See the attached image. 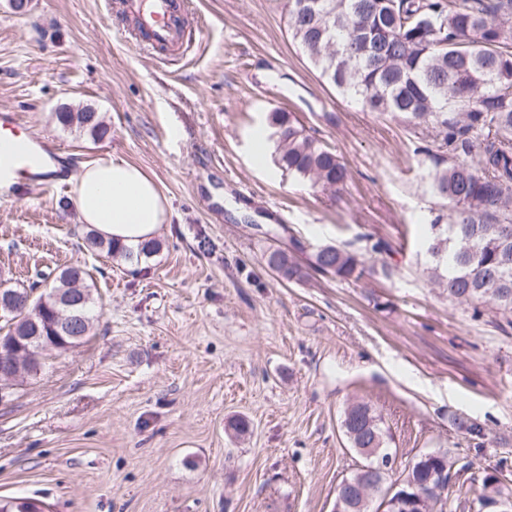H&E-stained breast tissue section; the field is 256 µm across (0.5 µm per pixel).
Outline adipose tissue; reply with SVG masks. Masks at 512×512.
Masks as SVG:
<instances>
[{
    "label": "adipose tissue",
    "instance_id": "adipose-tissue-1",
    "mask_svg": "<svg viewBox=\"0 0 512 512\" xmlns=\"http://www.w3.org/2000/svg\"><path fill=\"white\" fill-rule=\"evenodd\" d=\"M75 192L81 224L124 249L153 240L168 220L167 201L157 183L124 160L84 164Z\"/></svg>",
    "mask_w": 512,
    "mask_h": 512
}]
</instances>
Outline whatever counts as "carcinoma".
Wrapping results in <instances>:
<instances>
[{
    "label": "carcinoma",
    "mask_w": 512,
    "mask_h": 512,
    "mask_svg": "<svg viewBox=\"0 0 512 512\" xmlns=\"http://www.w3.org/2000/svg\"><path fill=\"white\" fill-rule=\"evenodd\" d=\"M288 32L320 76L368 112L406 119L414 133L439 144L420 162L432 195L448 212L430 224L426 253L429 281L457 304L484 305L512 326V0H288ZM64 127L94 139L108 133L96 112H57ZM275 139L274 162L283 172L322 191L338 193L348 170L336 152L306 133L289 112L268 116ZM377 241L364 250L323 245L310 267L340 280L358 281L365 274L394 276L396 267L367 255L384 254ZM267 265L287 281L302 280L304 269L280 248ZM89 273L76 264L60 271L42 296L39 313L7 310L0 318L4 336L25 332L38 337L44 352L80 344L93 325ZM77 293V312L84 320L56 325V298ZM463 436L485 444L487 428L471 418L451 417ZM343 433L351 448H375L391 454L381 416L367 401L344 411ZM454 465L448 453L396 479L379 477L378 495L394 485L405 497L392 512H417L413 500L430 494L429 472ZM37 497L0 498V512H44Z\"/></svg>",
    "instance_id": "obj_1"
}]
</instances>
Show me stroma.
Here are the masks:
<instances>
[{"label":"stroma","instance_id":"35a3bbf8","mask_svg":"<svg viewBox=\"0 0 512 512\" xmlns=\"http://www.w3.org/2000/svg\"><path fill=\"white\" fill-rule=\"evenodd\" d=\"M199 47L165 63L124 42L119 0H0V109L66 149L65 177L0 203V288L79 264L93 273L87 340L52 352L0 404V497L50 512H332L359 462L341 429L369 401L394 474L432 449L471 462L449 512H471L485 475L512 489V328L448 301L423 275L440 206L421 181L408 122L364 111L292 41L286 0H187ZM93 108L94 141L55 114ZM292 113L349 179L313 188L258 157L268 112ZM123 159L151 175L170 218L138 260L91 249L79 224L81 164ZM277 211L288 234L257 232ZM388 244L398 269L287 281L266 263L322 245ZM478 419L483 447L450 419ZM246 421V434L235 425Z\"/></svg>","mask_w":512,"mask_h":512}]
</instances>
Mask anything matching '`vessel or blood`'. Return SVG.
I'll return each mask as SVG.
<instances>
[{
  "label": "vessel or blood",
  "mask_w": 512,
  "mask_h": 512,
  "mask_svg": "<svg viewBox=\"0 0 512 512\" xmlns=\"http://www.w3.org/2000/svg\"><path fill=\"white\" fill-rule=\"evenodd\" d=\"M123 10L135 16L139 32L126 31L122 37L130 43L147 36L150 46H190L199 38L201 26L189 19L185 8L175 0H121ZM60 155L40 145L24 131L15 113H0V182L11 186L44 185L56 181L53 167Z\"/></svg>",
  "instance_id": "b4317fda"
}]
</instances>
